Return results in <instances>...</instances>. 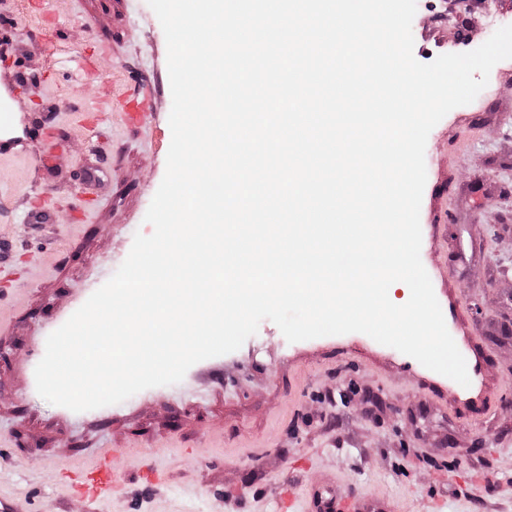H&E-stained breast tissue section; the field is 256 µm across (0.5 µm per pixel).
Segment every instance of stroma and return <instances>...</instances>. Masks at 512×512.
<instances>
[{
  "instance_id": "35a3bbf8",
  "label": "stroma",
  "mask_w": 512,
  "mask_h": 512,
  "mask_svg": "<svg viewBox=\"0 0 512 512\" xmlns=\"http://www.w3.org/2000/svg\"><path fill=\"white\" fill-rule=\"evenodd\" d=\"M420 62L512 21V0H417ZM0 95L17 134L0 153V491L22 512H84L64 469L117 449L111 512H281L329 484L389 512H512V59L430 131L421 262L469 386L353 332L288 342L261 321L223 365L74 418L28 392L46 327L105 284L166 172V38L147 0H0ZM136 94L148 117L119 105ZM97 174L86 184L87 171ZM46 220L31 222V201ZM149 463L165 481L140 479Z\"/></svg>"
}]
</instances>
